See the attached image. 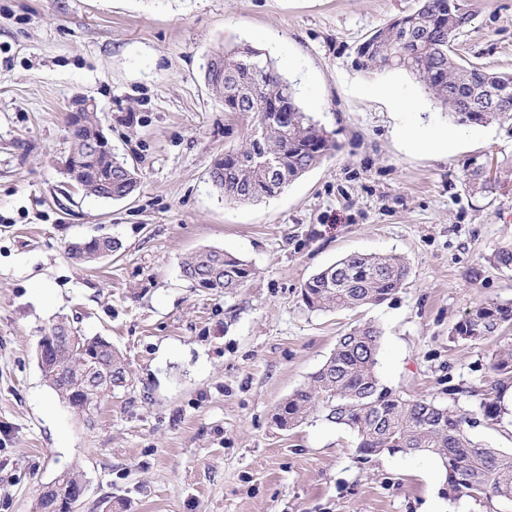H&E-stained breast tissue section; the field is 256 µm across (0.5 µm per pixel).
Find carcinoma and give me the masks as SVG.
<instances>
[{"instance_id": "1", "label": "carcinoma", "mask_w": 512, "mask_h": 512, "mask_svg": "<svg viewBox=\"0 0 512 512\" xmlns=\"http://www.w3.org/2000/svg\"><path fill=\"white\" fill-rule=\"evenodd\" d=\"M470 14L453 0H419L409 14L375 30L355 49L354 66L366 72L401 70L411 74L431 93L435 103L461 124L483 125L512 121V72L491 71L462 63L456 52L457 35L469 25ZM204 80L211 93L224 101L226 112L252 113V127H264L257 139L249 133L245 143L215 159L210 182L229 203L258 204L280 194L288 184L314 169L339 149L332 134L298 103L288 80L262 50L248 44L219 50L208 59ZM72 138L68 173L87 196L123 200L139 187L135 167L124 159L109 160L102 150L89 152L98 134L94 112L81 114ZM278 159L276 177L260 169L254 159ZM475 158L466 166L463 185L470 194L494 195L512 181V159L493 163ZM122 248L112 237L88 239L84 250L69 248L71 258L90 264ZM181 276L196 288L218 296L232 295L250 278L251 266L221 248H203L180 265ZM409 275L405 259L397 255L349 254L317 271L303 284L301 295L311 311L355 309L378 305L403 288ZM512 325V302L486 301L468 311L451 331L455 340H484ZM49 330L55 348L48 352L49 369L42 376L58 396L79 414L89 416L99 406L97 392H84L76 383L88 357L112 366V373L129 381L127 364L112 344L99 336H85L65 320ZM382 329L360 323L340 336L324 364L308 385L293 391L273 413L275 424L292 430L320 409L325 418L355 434L356 453L369 462L385 452L429 454L445 472L443 495L451 501L494 499L512 502V451L482 446L469 428L476 416L501 417L500 387L512 380V344L491 354L488 368L496 383L468 391L470 409L411 400L384 385L377 376ZM81 481L77 471L66 472L53 493L62 501L72 498Z\"/></svg>"}]
</instances>
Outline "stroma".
Returning a JSON list of instances; mask_svg holds the SVG:
<instances>
[{"mask_svg":"<svg viewBox=\"0 0 512 512\" xmlns=\"http://www.w3.org/2000/svg\"><path fill=\"white\" fill-rule=\"evenodd\" d=\"M471 14L460 57L512 71V0H457ZM418 0H0V512H35L41 487L75 470L78 512H512V502L449 503L426 454L358 458L355 435L316 414L276 427L275 407L304 386L339 336L371 320L382 383L458 403L492 382L499 342L456 341L482 300L512 301V185L467 193L471 158L512 156L503 126L465 125L408 73L353 65L373 29ZM264 50L339 151L259 204H229L208 172L239 148L251 116L225 111L203 66L217 47ZM95 99L137 193L85 196L64 173L67 117ZM454 131L447 150L434 140ZM119 238L86 267L70 242ZM206 247L248 261L230 296L192 287L180 263ZM352 253L406 258L403 288L378 306L313 312L303 283ZM66 319L112 343L130 385L92 418L44 381L37 344ZM478 418L480 444L512 449Z\"/></svg>","mask_w":512,"mask_h":512,"instance_id":"1","label":"stroma"}]
</instances>
